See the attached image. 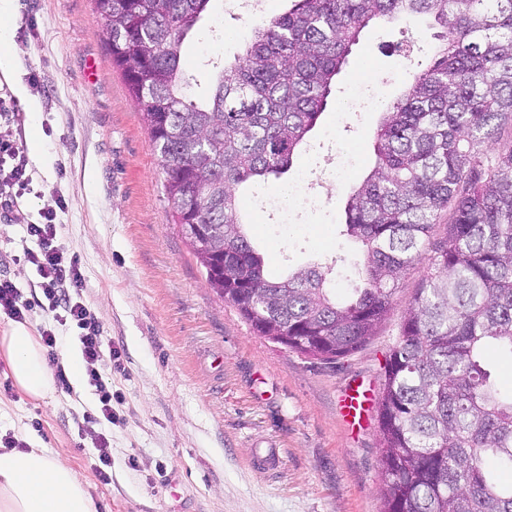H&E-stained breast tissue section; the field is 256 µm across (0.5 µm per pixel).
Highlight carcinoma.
<instances>
[{
    "label": "carcinoma",
    "mask_w": 512,
    "mask_h": 512,
    "mask_svg": "<svg viewBox=\"0 0 512 512\" xmlns=\"http://www.w3.org/2000/svg\"><path fill=\"white\" fill-rule=\"evenodd\" d=\"M94 2L176 223L209 287L258 335L328 363L347 357L427 262L377 402L385 512H512V392L493 373L494 359L512 360V143L488 152L512 122V0H293L255 25L233 63L214 65L200 102L180 52L210 0ZM401 13L431 16L440 44L383 113L374 167L347 200L363 286L340 301L332 268L318 265L270 278L238 188L288 173L362 29Z\"/></svg>",
    "instance_id": "1"
}]
</instances>
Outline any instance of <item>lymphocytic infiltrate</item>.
Listing matches in <instances>:
<instances>
[{"mask_svg":"<svg viewBox=\"0 0 512 512\" xmlns=\"http://www.w3.org/2000/svg\"><path fill=\"white\" fill-rule=\"evenodd\" d=\"M64 199H57L53 208L42 214V221L26 227L33 240V249L25 257L37 268L41 281L39 288L45 301V308L54 312L60 322L70 323L78 331L81 352L87 364L88 382L99 395V419L112 424V385L105 380L98 369L103 360H115L117 351L104 334L103 328L82 300L85 279L78 257L65 256L57 238V213L65 209Z\"/></svg>","mask_w":512,"mask_h":512,"instance_id":"lymphocytic-infiltrate-1","label":"lymphocytic infiltrate"}]
</instances>
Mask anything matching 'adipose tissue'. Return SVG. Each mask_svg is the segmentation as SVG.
Segmentation results:
<instances>
[{"instance_id":"ef3b65f1","label":"adipose tissue","mask_w":512,"mask_h":512,"mask_svg":"<svg viewBox=\"0 0 512 512\" xmlns=\"http://www.w3.org/2000/svg\"><path fill=\"white\" fill-rule=\"evenodd\" d=\"M0 355L28 396H51L55 379L39 342L21 324L0 336ZM0 512H96L82 474L40 448H0Z\"/></svg>"}]
</instances>
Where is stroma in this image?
Here are the masks:
<instances>
[{"instance_id":"35a3bbf8","label":"stroma","mask_w":512,"mask_h":512,"mask_svg":"<svg viewBox=\"0 0 512 512\" xmlns=\"http://www.w3.org/2000/svg\"><path fill=\"white\" fill-rule=\"evenodd\" d=\"M225 0H210L181 46L184 76L196 99L211 85L207 59L232 61L241 27ZM20 57L0 66V97L17 111L0 119V137L15 140L27 160L28 186L16 211L0 209V279L23 292L39 280L24 253L26 227L64 197L58 242L77 255L82 298L120 354L112 381V425L97 423L99 399L87 380L68 378L37 400L15 385L0 356V438L44 448L88 483L96 512H384L375 411L348 424L340 400L350 388L378 396L386 357L405 309L426 272L410 269L394 306L360 350L324 364L258 336L206 283L164 197L161 159L112 63L105 23L94 0H15L12 19ZM438 27L427 16L369 23L337 76L324 113L307 133L287 174L261 189L290 195L286 220L254 208L241 191L247 233L279 278L313 264L333 268L330 285L347 297L360 284L364 249L346 234L345 205L373 167L381 109L350 99L353 85L381 88L383 102L404 93L434 52ZM352 161L337 178L339 156ZM33 335L59 338L57 363L80 359L75 330L36 307L24 319ZM112 453V480L96 473L99 435ZM260 448L279 462L262 469Z\"/></svg>"}]
</instances>
